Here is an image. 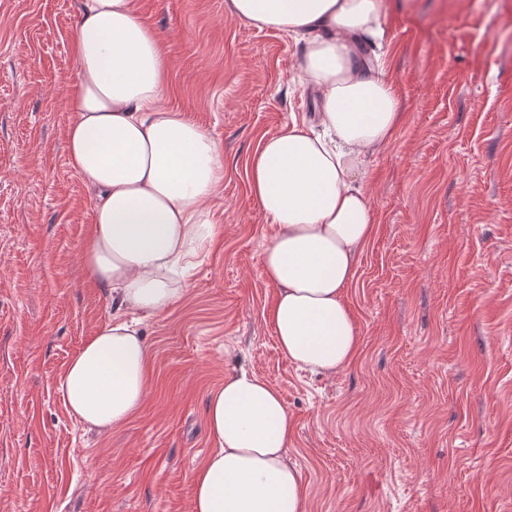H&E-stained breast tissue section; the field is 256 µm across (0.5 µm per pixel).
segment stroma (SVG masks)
Returning a JSON list of instances; mask_svg holds the SVG:
<instances>
[{
    "instance_id": "35a3bbf8",
    "label": "stroma",
    "mask_w": 512,
    "mask_h": 512,
    "mask_svg": "<svg viewBox=\"0 0 512 512\" xmlns=\"http://www.w3.org/2000/svg\"><path fill=\"white\" fill-rule=\"evenodd\" d=\"M169 63L164 106L219 145L223 235L162 315L134 417L96 430L57 379L117 312L81 263L93 200L68 163L80 0H0V512H192L209 391L245 368L279 389L306 512H512V0H390L383 75L403 114L370 155L378 224L347 290L355 358L283 356L249 192L261 137L317 105L293 38L225 0H133Z\"/></svg>"
}]
</instances>
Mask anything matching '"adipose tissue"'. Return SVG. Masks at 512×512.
Instances as JSON below:
<instances>
[{
    "instance_id": "ef3b65f1",
    "label": "adipose tissue",
    "mask_w": 512,
    "mask_h": 512,
    "mask_svg": "<svg viewBox=\"0 0 512 512\" xmlns=\"http://www.w3.org/2000/svg\"><path fill=\"white\" fill-rule=\"evenodd\" d=\"M228 9L300 43L319 108L317 123L261 139L248 182L276 227L261 262L276 289L267 321L278 347L299 367L332 373L359 345L346 294L376 222L368 156L401 121L383 61L360 56L384 37L387 0H228ZM80 11L66 150L94 197L82 263L116 308L159 315L187 293L186 271L223 232L209 202L224 166L208 133L160 106L167 58L133 0H81ZM148 366L142 332L114 317L68 362L59 391L83 426L116 429L142 406ZM205 420L213 450L192 473L193 512H306L290 458L294 419L272 383L247 371L225 377L208 393Z\"/></svg>"
}]
</instances>
